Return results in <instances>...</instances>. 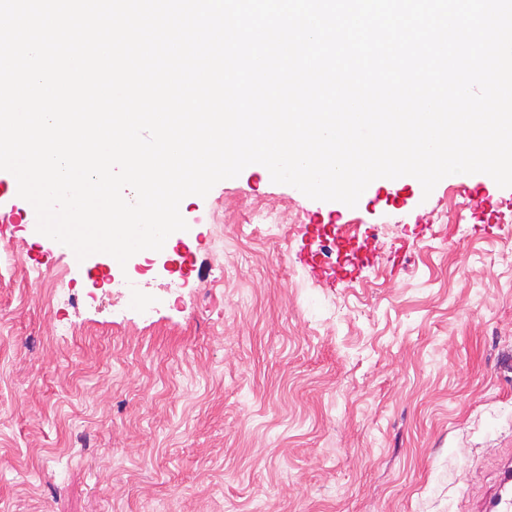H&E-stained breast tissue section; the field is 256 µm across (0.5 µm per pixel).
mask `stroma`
<instances>
[{"instance_id": "stroma-1", "label": "stroma", "mask_w": 512, "mask_h": 512, "mask_svg": "<svg viewBox=\"0 0 512 512\" xmlns=\"http://www.w3.org/2000/svg\"><path fill=\"white\" fill-rule=\"evenodd\" d=\"M466 186L512 196L448 176L345 208L250 165L108 284L15 208L0 512H485L512 469V213L479 232ZM306 251L345 278L319 283ZM348 224H333L334 234L339 247L351 245L357 251L364 253L365 255H373L376 250L377 239L373 236H369L367 239L362 241L355 240V236H350L347 232Z\"/></svg>"}]
</instances>
